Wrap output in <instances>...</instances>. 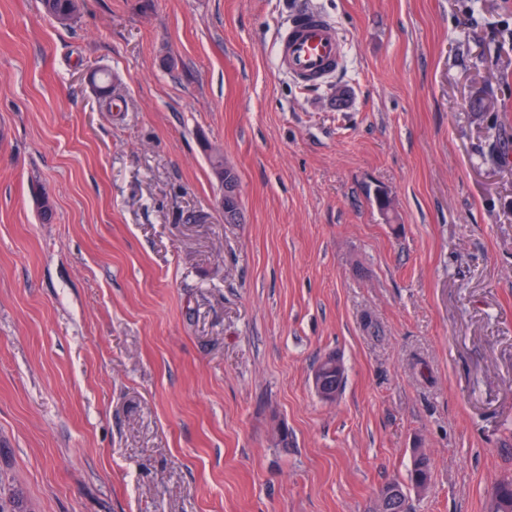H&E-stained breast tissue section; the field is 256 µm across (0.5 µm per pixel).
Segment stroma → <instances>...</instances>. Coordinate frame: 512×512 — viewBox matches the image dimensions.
I'll return each instance as SVG.
<instances>
[{"label": "stroma", "instance_id": "35a3bbf8", "mask_svg": "<svg viewBox=\"0 0 512 512\" xmlns=\"http://www.w3.org/2000/svg\"><path fill=\"white\" fill-rule=\"evenodd\" d=\"M301 8L344 46L311 88L275 63ZM509 151L512 0H82L67 27L0 0V494L370 512L423 453L412 512H490L512 471ZM340 368V363L333 355L322 358L313 371V385L317 388L319 397L328 403L336 400V385L331 381Z\"/></svg>", "mask_w": 512, "mask_h": 512}]
</instances>
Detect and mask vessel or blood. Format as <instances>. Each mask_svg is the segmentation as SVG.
Instances as JSON below:
<instances>
[{"label": "vessel or blood", "instance_id": "obj_1", "mask_svg": "<svg viewBox=\"0 0 512 512\" xmlns=\"http://www.w3.org/2000/svg\"><path fill=\"white\" fill-rule=\"evenodd\" d=\"M279 68L297 84L314 87L336 74L343 64V41L321 12L305 8L291 18L277 47Z\"/></svg>", "mask_w": 512, "mask_h": 512}]
</instances>
